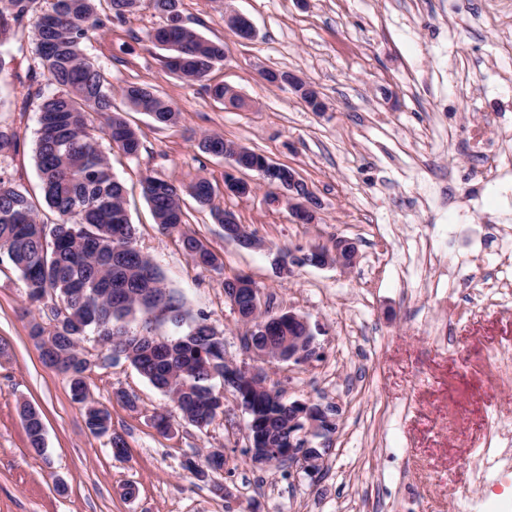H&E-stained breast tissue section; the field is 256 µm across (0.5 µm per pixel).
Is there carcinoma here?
<instances>
[{"instance_id": "carcinoma-1", "label": "carcinoma", "mask_w": 512, "mask_h": 512, "mask_svg": "<svg viewBox=\"0 0 512 512\" xmlns=\"http://www.w3.org/2000/svg\"><path fill=\"white\" fill-rule=\"evenodd\" d=\"M52 0L51 8L32 24V52L42 73L58 88L37 105L35 160L42 180L44 202L58 215V222L37 220V206L28 192L0 177V263L8 262L23 279L30 304L48 296L61 306L51 308V330L33 324L31 337L50 356L47 365L68 379L70 388L85 385L87 360L81 342L88 334L99 338L110 353L123 355L155 388L176 404L181 418L205 429L224 412V401L214 391V381L224 379V340L208 318L190 316L180 297L168 289L164 277L136 246L134 227L124 206L125 186L114 177L100 139L106 137L126 154L140 148L137 130L124 112L112 103L111 84L105 73L88 60L82 43L91 30H103L122 22L141 5V0ZM34 0H0V47L17 39L19 28ZM164 18L152 34V42L167 54L162 62L171 73L188 83L206 80L226 58L224 43L207 39L181 20V0H150ZM122 96L134 112H145L162 125L177 122L179 112L152 88L130 85ZM221 136H205L200 151L224 154ZM15 132L0 127V157L16 151ZM144 195L161 229L175 236L188 259L197 267L216 270L217 255L185 227L180 189L171 181L147 175ZM187 193L208 206L215 194L212 183L200 179ZM141 288H152L163 299V308L175 316L173 326L188 324L182 335L159 339L149 331L152 323L168 317L141 304ZM139 319L143 330L129 324ZM251 385L241 390L248 411L252 447L288 448V401L271 387ZM20 416L30 450L44 449L42 414L29 403ZM85 422L90 432L108 438L112 454L127 455L122 435L112 430L110 412L103 406L88 407ZM205 467L191 462L198 477L206 470L224 468V455L205 457Z\"/></svg>"}]
</instances>
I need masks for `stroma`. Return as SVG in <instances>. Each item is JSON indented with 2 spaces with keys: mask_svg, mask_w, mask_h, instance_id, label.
<instances>
[{
  "mask_svg": "<svg viewBox=\"0 0 512 512\" xmlns=\"http://www.w3.org/2000/svg\"><path fill=\"white\" fill-rule=\"evenodd\" d=\"M256 29L242 42L224 10ZM187 27L224 42L227 56L209 79L240 94L245 107L215 102L202 84L169 73L150 41L163 19L148 5L125 23L89 32L86 56L112 84V101L137 84L156 90L180 112L161 127L128 112L140 149L127 156L104 144L126 187L136 242L191 315H206L224 338L227 358L252 365L244 327L224 296L225 275H249L261 304L306 317L322 361L266 365L268 386L286 400L341 408L331 451L317 477L299 465L253 466L245 455L248 416L232 394L206 429L176 417L170 399L126 361L111 362L95 336L90 396L106 406L127 442L114 457L93 435L64 375L46 365L30 337L48 307L29 306L19 274L0 264V512H359L380 492L386 512H468L456 499L471 481V457L491 426L512 430V386H495L490 352L512 356V170L486 180L475 170L463 134L483 127L494 149L512 154V0H182ZM15 61L0 73V124L17 135L0 158V177L40 196L34 149L35 93H51L29 40L10 43ZM287 72L319 91L325 111H311L288 84L261 70ZM206 134L223 136L268 161L294 168L321 201L313 224L292 223L270 187L240 198L224 191L223 158L201 152ZM152 175L187 187H215L211 207L185 198L189 229L219 257L222 271L194 266L173 236L155 224L142 191ZM232 212L266 243L247 250L225 242L216 212ZM356 243L348 270L292 266L278 275L279 249L302 253L337 238ZM467 255L469 264L459 262ZM500 284L494 304L448 320V294L472 272ZM452 323V344L432 340ZM136 399L127 407L119 398ZM43 413L46 448L30 450L22 403ZM171 416L168 432L154 417ZM223 470L200 478L187 467L211 451ZM65 493H58L57 484ZM135 497H127L126 485Z\"/></svg>",
  "mask_w": 512,
  "mask_h": 512,
  "instance_id": "1",
  "label": "stroma"
}]
</instances>
